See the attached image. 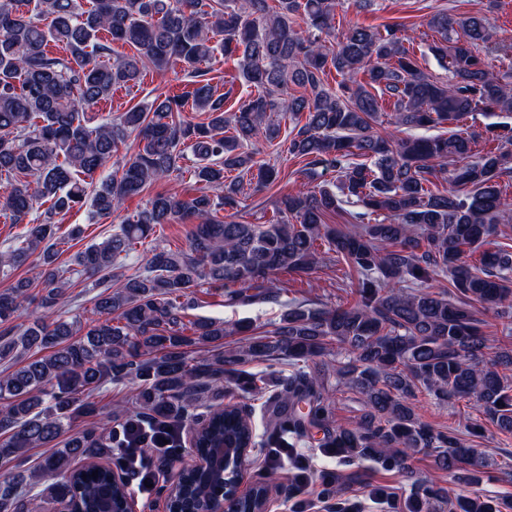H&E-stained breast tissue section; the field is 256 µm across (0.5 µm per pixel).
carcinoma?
Here are the masks:
<instances>
[{
  "label": "carcinoma",
  "instance_id": "carcinoma-1",
  "mask_svg": "<svg viewBox=\"0 0 512 512\" xmlns=\"http://www.w3.org/2000/svg\"><path fill=\"white\" fill-rule=\"evenodd\" d=\"M338 0H0V211L23 225L1 267L37 258L42 288L16 280L0 291V460L31 448L53 452L28 476L0 483V512H29L44 495L83 512H121L128 495L112 483L103 461L118 434L134 422L196 425V451L224 447L230 459L248 448L288 449L295 486L305 485L306 459L315 444L352 467L371 460L410 470L421 449L438 468L478 485L484 465L456 430L436 431L415 412L417 394L438 405L475 400L485 420L512 433V244L498 225L512 210V124L490 127L497 145L474 153V138L399 137L375 130L382 102L393 124L456 125L476 112H512V73L495 75L480 53L493 33L483 14L456 17L446 10L429 25L439 34L430 51L447 60L450 79L427 76L408 43L404 24L384 28L336 25ZM309 26L307 36L295 18ZM61 49L49 50V45ZM131 52L113 56V45ZM221 50L237 58L239 76L257 94L224 109L225 95L201 65ZM180 62L195 78L185 95L159 94L100 122L88 111L113 91L140 82L146 68ZM338 87L326 81L330 71ZM363 79H358V76ZM199 112L182 118L185 100ZM285 112L293 126L288 154L319 184L282 196L264 224L218 218L239 207L245 178L273 185L280 171L255 161L250 141L272 144L281 134L271 117ZM137 150L121 174L95 178L130 134ZM203 191L187 199L157 193L119 231L58 262L56 220L89 206L90 220L106 219L125 202L181 169L186 152ZM364 158L354 162L352 158ZM458 165L447 171L448 161ZM448 172L449 187L436 188ZM234 177H229L230 173ZM333 179L327 180L325 176ZM359 203L362 212H345ZM347 213L346 223L330 220ZM384 219L365 223L369 213ZM192 221L188 250L154 245L143 270L116 274L118 260L144 243L158 224ZM355 272L357 299L329 307L308 299L279 301L271 277L307 273L323 260L318 242ZM91 281L97 318H56L74 277ZM448 280L436 291L431 282ZM224 289L230 304L281 302L276 328L224 348V323H185L200 282ZM35 306L43 314L13 324ZM493 312L501 326L491 336L479 317ZM214 345L208 357L195 350ZM336 356V367L322 361ZM288 366L271 398L272 430L257 435L242 407L224 402V384L241 394L267 385L244 366ZM335 381H330V378ZM131 380L133 415L99 433L82 432L58 446L81 416L95 413L92 394L109 381ZM348 386L364 397L352 427L334 424V393ZM84 465L77 467L75 461ZM221 468L185 474L172 496L178 512H200L215 499ZM512 512V497L449 498L423 481L392 512Z\"/></svg>",
  "mask_w": 512,
  "mask_h": 512
}]
</instances>
